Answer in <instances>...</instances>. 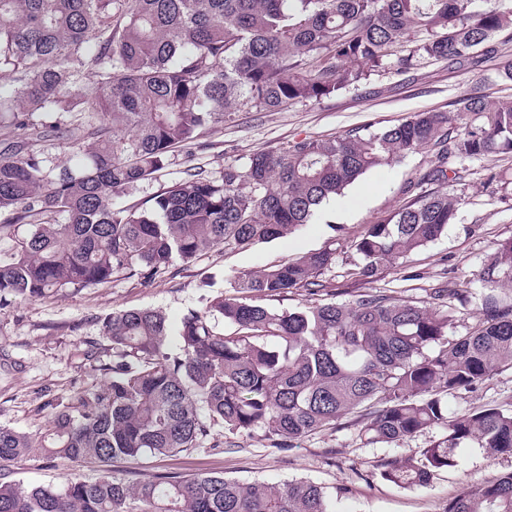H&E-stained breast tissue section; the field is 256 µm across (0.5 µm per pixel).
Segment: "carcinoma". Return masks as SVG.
I'll return each mask as SVG.
<instances>
[{
  "label": "carcinoma",
  "mask_w": 512,
  "mask_h": 512,
  "mask_svg": "<svg viewBox=\"0 0 512 512\" xmlns=\"http://www.w3.org/2000/svg\"><path fill=\"white\" fill-rule=\"evenodd\" d=\"M0 0V73L15 86L0 96V303L67 289L149 281L216 246L244 249L310 223L318 207L366 172L428 149L435 165L404 188V205L351 240L350 298L295 310L263 303L290 289L316 295L336 264L325 248L292 262L240 273L202 310L171 330L160 309L112 314L111 379L53 406L40 448L108 464L144 455L175 457L222 428L273 447L354 417L368 443L429 430L442 437L414 457L379 461L383 480L404 490L457 466L475 443L512 455V406L448 414V396L512 367V239L479 274V320L448 337V296L418 302L371 288L381 267L438 240L457 218V200L423 186L461 179L465 161L512 152V98L490 106L472 95L459 112L482 117L454 133L450 111L428 110L378 132L353 128L258 151L212 176L198 168L140 207L112 195L161 175L170 153L189 151L209 124L238 106L274 112L321 101L370 76H395L446 61L477 71L512 36L508 0ZM57 115L48 123L45 118ZM66 137L81 154L59 172L35 143ZM234 331L224 333V325ZM34 442L0 426V471ZM0 512H334L319 484L279 486L216 474L103 475L93 482L27 486L0 480ZM443 512H512V472L461 489Z\"/></svg>",
  "instance_id": "1"
}]
</instances>
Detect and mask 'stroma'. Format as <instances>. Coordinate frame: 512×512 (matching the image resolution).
I'll return each instance as SVG.
<instances>
[{"label": "stroma", "instance_id": "obj_1", "mask_svg": "<svg viewBox=\"0 0 512 512\" xmlns=\"http://www.w3.org/2000/svg\"><path fill=\"white\" fill-rule=\"evenodd\" d=\"M495 41L499 53L486 57L475 72L432 62L402 76L374 75L361 87L280 112L241 106L234 123L209 127L192 153L175 152L162 176L127 188L114 202L124 207L140 204L179 182L191 165L217 172L225 162L243 163L254 152L276 150L297 138L335 136L356 127L378 131L473 94L491 104L512 98V81L501 76L502 61L512 59V40L499 35ZM432 160V152L424 150L365 173L316 213L311 224L288 237L242 251L220 246L197 259L177 262L148 283L120 276L104 286L0 306V425L37 436L48 433L52 404L103 384L107 376L98 365L111 362L112 349L101 327L115 311L159 308L175 326L184 313L202 309L211 294L223 290L227 278L328 246L336 250V265L326 280L353 291L355 285L346 276L353 257L349 238L404 204L403 187L431 167ZM466 168L461 180L443 186L458 199L455 223L411 258L387 264L375 282L376 287L418 301L427 300L430 285L445 280L467 283L469 298L448 302L454 312L449 330L453 337L468 335L475 326L482 288L479 272L498 243L512 238V155L475 159ZM88 348L97 352L98 361L84 360L82 352ZM510 402L512 369L506 367L474 389L449 397L448 411L455 415L483 404ZM440 437L432 431L393 444L369 445L357 427L345 421L282 451L264 437L232 439L218 428L197 447L173 458L118 460L105 466L35 453L8 467L5 475L30 486L69 478L91 481L103 473L146 479L164 471L218 473L272 485L303 478L324 486L337 512H442L463 487L512 472V457L491 455L471 444L460 450L456 467L435 473L425 488L405 491L380 477L378 460L419 455Z\"/></svg>", "mask_w": 512, "mask_h": 512}]
</instances>
